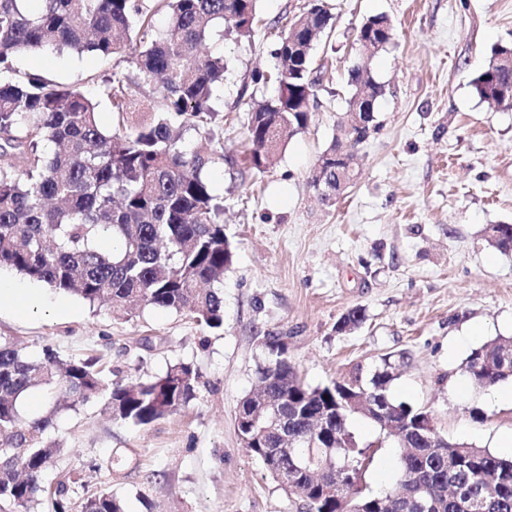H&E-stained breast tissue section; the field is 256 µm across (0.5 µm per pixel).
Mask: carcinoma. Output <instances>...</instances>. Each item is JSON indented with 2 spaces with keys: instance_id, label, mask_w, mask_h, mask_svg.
Segmentation results:
<instances>
[{
  "instance_id": "1",
  "label": "carcinoma",
  "mask_w": 512,
  "mask_h": 512,
  "mask_svg": "<svg viewBox=\"0 0 512 512\" xmlns=\"http://www.w3.org/2000/svg\"><path fill=\"white\" fill-rule=\"evenodd\" d=\"M0 0V76L15 72L14 55L68 50L79 56L109 57L115 66L131 65L141 79L112 73L100 80L118 116L117 129H103L95 105L79 88L38 74L0 80V269H10L54 290L75 294L91 305L106 303L126 316L147 306L189 313L204 328L224 327V271L234 246L224 234V199L203 171L224 154L187 148L174 129L209 137L224 128L212 101L224 83L222 55H200L205 42L229 25L250 37L260 22L258 0H154L167 9L166 33L158 35L147 0ZM313 29L294 34L283 25L274 70L258 80L273 82L277 93L247 113L244 161L265 172L288 142L305 130L317 100L307 95L314 48L330 29L326 0H307ZM392 26L383 14L368 17L357 40L386 35ZM512 42L494 45L487 67L473 80L480 99L512 109V96L497 99L493 89H512ZM160 80V114L142 118L145 87ZM352 93L369 97L376 109L383 84L370 60L349 71ZM338 134L318 156L309 184L322 179L336 187V147L349 143L356 157L365 137ZM487 242L512 252V224L486 228ZM364 309H349L337 322L339 332L357 328ZM265 359L256 380L271 398L282 399L298 436L286 459L277 457V428L264 414L260 390L240 401L239 412L253 418L245 450L268 466L270 460L295 474L302 512H464L470 502L481 512H512V458L472 443L428 434V410L397 402L389 394L396 363L381 359L370 378L361 369L323 386L302 381L281 336L265 337ZM512 337H498L472 351L466 376L479 387L512 380ZM201 386L191 364L178 361L152 378L112 381L99 358L60 367L47 351L26 355L12 336H0V512H31L40 498L55 512L76 493L68 477L46 487L43 474L60 452L45 440L56 414L104 397L118 424L146 426L186 408ZM40 390L53 401L43 416L22 414L20 401ZM372 420L396 447L401 477L393 497L367 489L373 462L371 446L357 443L350 420ZM336 469L337 481L320 473ZM82 512H125L124 501L102 491L82 499Z\"/></svg>"
}]
</instances>
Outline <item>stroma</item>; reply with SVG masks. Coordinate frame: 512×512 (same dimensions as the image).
Returning <instances> with one entry per match:
<instances>
[{"label":"stroma","mask_w":512,"mask_h":512,"mask_svg":"<svg viewBox=\"0 0 512 512\" xmlns=\"http://www.w3.org/2000/svg\"><path fill=\"white\" fill-rule=\"evenodd\" d=\"M306 0H260L259 28L248 39L213 37L227 64L213 101L224 135L187 130L186 145L224 155L206 169L224 198V232L236 254L224 274V327L147 307L129 317L77 296L53 292L61 310L25 314L0 309V334L32 357L53 350L63 361L104 356L115 378H145L168 363H191L201 376L181 412L145 427L114 424L100 400L59 413L49 440L62 446L43 477L78 479L79 495L109 489L127 512H300L235 433L240 400L255 384L264 339L285 337L288 355L309 385L353 368L371 372L384 356L403 358L389 386L394 400L431 411L449 439L496 449L512 433V403L487 400L464 386L462 367L477 348L512 336V254L488 245L484 230L512 224V110L482 101L474 78L491 47L512 41V0H329L333 28L315 49L323 86L307 129L262 174L245 171L244 123L253 102L274 84L279 21ZM386 14L389 45L374 57L373 77L386 93L378 129L358 153L360 174L335 204L323 203L308 174L346 110L348 71L361 58L356 34L367 17ZM18 74H40L92 94L105 129L117 116L89 75L111 74V61L55 52L16 55ZM366 320L351 333L336 323L349 308ZM483 421H475L473 410ZM351 429L375 445L367 478L376 492L396 488L397 450L379 426L353 416ZM127 457L121 473L113 456Z\"/></svg>","instance_id":"35a3bbf8"}]
</instances>
